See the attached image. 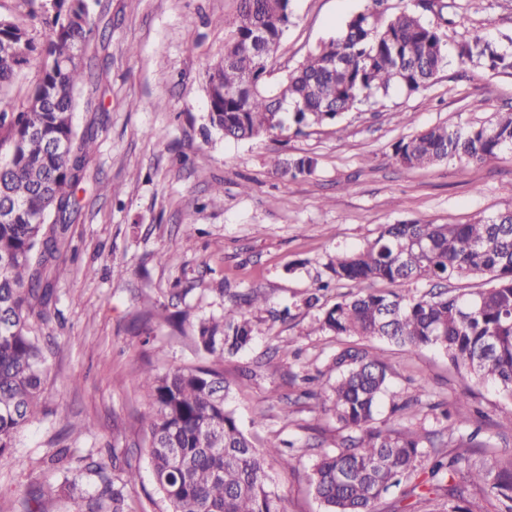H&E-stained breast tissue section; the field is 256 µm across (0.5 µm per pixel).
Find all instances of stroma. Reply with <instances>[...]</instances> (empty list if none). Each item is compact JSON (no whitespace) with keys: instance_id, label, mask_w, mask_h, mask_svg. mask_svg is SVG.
<instances>
[{"instance_id":"35a3bbf8","label":"stroma","mask_w":512,"mask_h":512,"mask_svg":"<svg viewBox=\"0 0 512 512\" xmlns=\"http://www.w3.org/2000/svg\"><path fill=\"white\" fill-rule=\"evenodd\" d=\"M460 34L512 38V0H447ZM239 0H94L96 28L85 56L96 75L82 88L74 121L97 132L71 227L73 255L54 283L55 319L35 331L51 348L41 411L0 462V512H20L26 489L41 491L34 512H85L100 489L85 471L114 452L110 477L128 512H167L152 475L140 415L145 370L195 367L206 355L195 336L219 319L231 291L259 289L252 346L224 361L230 406L257 447L292 443L295 470L271 465L285 512H323L308 483L317 450L336 451L347 431L316 400L331 358L355 336L311 326L352 283L304 303L331 256L372 242L383 225L424 220L466 224L512 211V153L482 164L457 160L404 170L393 144L436 124H479L512 112V76L461 66L457 56L420 93L394 89L377 112L351 111L304 134L223 138L207 118L208 75L223 56ZM292 19L271 62L281 79L308 51L336 37L371 0H292ZM161 138L147 137L148 129ZM309 156L313 175L276 173L272 156ZM222 185V198L212 189ZM391 365L378 423L444 430L442 410L478 431L479 467L512 457V400L464 379L433 348L409 353L376 340ZM420 404L394 417L418 385ZM265 410L261 424L252 417ZM74 423L88 431L71 432ZM67 449V467L52 455ZM139 477L127 482V470Z\"/></svg>"}]
</instances>
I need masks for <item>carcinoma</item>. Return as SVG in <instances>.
I'll return each mask as SVG.
<instances>
[{"label": "carcinoma", "instance_id": "1", "mask_svg": "<svg viewBox=\"0 0 512 512\" xmlns=\"http://www.w3.org/2000/svg\"><path fill=\"white\" fill-rule=\"evenodd\" d=\"M386 0L349 18L338 35L310 51L278 80L268 69L291 23V0H240L233 34L208 78L209 122L235 140L303 129L338 120L361 105L375 108L393 87L426 89L446 64L445 33L416 12L385 17ZM39 28L0 17V90L39 53L41 78L18 112L0 111V457L16 446L20 429L38 411L47 357L31 334L30 319L50 318L49 275L70 245L77 209L74 189L83 178L96 133L73 122L91 74L83 55L93 23L90 0H43L31 10ZM460 64L512 76V45L501 47L479 32L458 43ZM512 152V112L486 125H434L393 145L403 169L431 168L457 159L483 163ZM296 179L314 172L311 157L276 159ZM330 283L359 289L328 308L313 328L335 336L386 340L408 350L433 347L476 384H493L512 399V212L468 224L426 221L388 224L366 247L338 253L327 265ZM486 276L487 287L449 293L447 282ZM377 282H425L421 295L369 288ZM220 320H203L197 343L209 364L148 373L141 380L155 482L168 512H284L272 489L267 462L294 469L295 457L277 447L257 448L228 407L224 358L244 350L255 329L244 308L260 310L263 294L235 295ZM336 372L324 405L351 430L335 452H319L309 483L324 512H377L402 479L419 474L420 502L443 503L444 512H470L439 491L458 474L479 491L490 490L496 512H512V466L497 474L472 465L468 455L441 451L443 433L398 430L376 424L391 372L369 346L350 347L332 358ZM433 452L423 451L424 447ZM109 460L87 470L103 485L89 512H127L122 492L107 475Z\"/></svg>", "mask_w": 512, "mask_h": 512}]
</instances>
